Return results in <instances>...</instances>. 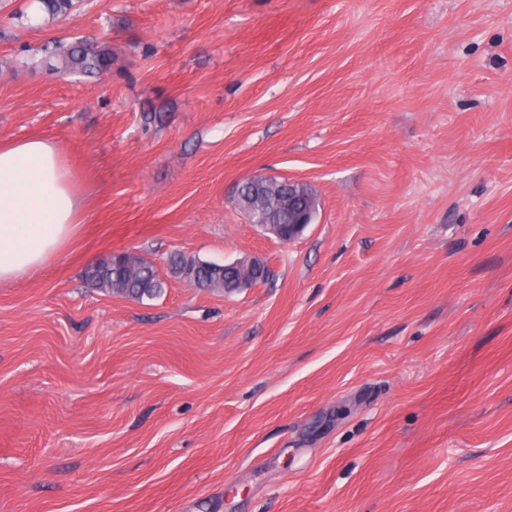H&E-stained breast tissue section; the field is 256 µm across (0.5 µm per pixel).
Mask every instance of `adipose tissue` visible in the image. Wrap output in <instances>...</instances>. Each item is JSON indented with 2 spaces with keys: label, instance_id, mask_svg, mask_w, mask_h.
<instances>
[{
  "label": "adipose tissue",
  "instance_id": "obj_1",
  "mask_svg": "<svg viewBox=\"0 0 512 512\" xmlns=\"http://www.w3.org/2000/svg\"><path fill=\"white\" fill-rule=\"evenodd\" d=\"M78 203L63 154L30 137L0 147V282L42 270L76 230Z\"/></svg>",
  "mask_w": 512,
  "mask_h": 512
}]
</instances>
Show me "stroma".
Segmentation results:
<instances>
[{
	"label": "stroma",
	"instance_id": "1",
	"mask_svg": "<svg viewBox=\"0 0 512 512\" xmlns=\"http://www.w3.org/2000/svg\"><path fill=\"white\" fill-rule=\"evenodd\" d=\"M36 5L0 0V145L56 143L81 218L0 282V512H512V0ZM259 174L316 193L295 241L234 207ZM118 251L270 278L86 287ZM40 51L42 66L59 74L95 76L108 73L115 61L112 49L90 38L68 40L54 37Z\"/></svg>",
	"mask_w": 512,
	"mask_h": 512
}]
</instances>
